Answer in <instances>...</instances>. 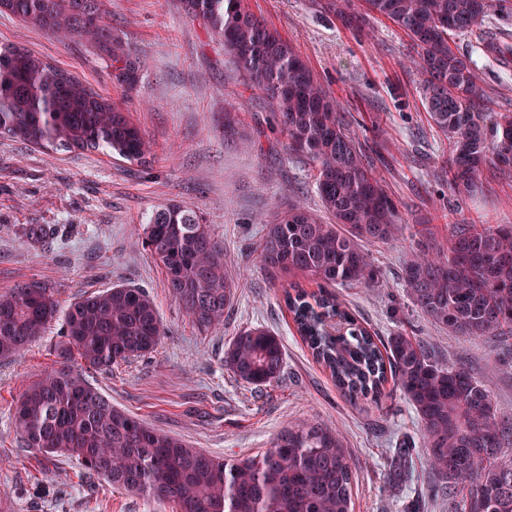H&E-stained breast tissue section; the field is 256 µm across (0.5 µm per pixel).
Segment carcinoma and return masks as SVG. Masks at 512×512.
Segmentation results:
<instances>
[{
    "mask_svg": "<svg viewBox=\"0 0 512 512\" xmlns=\"http://www.w3.org/2000/svg\"><path fill=\"white\" fill-rule=\"evenodd\" d=\"M418 49L423 102L448 138V185L468 192L488 168L512 171V113L488 123L475 112L485 90L454 37L475 38L495 57L512 46L489 39L482 22L491 0H366ZM6 10L35 26L104 38L98 0H6ZM224 45L248 85L273 105L288 151L314 164L322 217L302 206L265 225L260 260L270 270H299L320 291L286 294L300 336L357 402H376L392 375L424 426L428 462L448 483L450 512H512V422L499 416L489 390L462 367L439 362L405 331L381 342L343 310L328 286L373 280L360 242H386L398 230V207L375 175L364 146L347 128L340 104L248 0H186ZM361 31L347 3H327ZM115 78L134 82L139 62L120 43ZM0 134L55 150L101 151L131 163L152 154L145 135L105 98L70 73L20 47L0 48ZM144 243L163 268L167 288L198 329L224 319L235 281L224 271V246L197 210L169 203L153 211ZM413 304L455 336L512 331V224H454L448 249L420 247L404 267ZM50 285L32 280L0 294V358L20 355L58 317ZM165 335L154 300L142 288L115 285L70 303L55 344V365L29 384L15 408L25 447L75 459L90 478L174 505L172 512H351L352 471L340 439L308 425L282 434L262 453L224 460L147 427L112 405L86 375L153 352ZM284 364L279 337L263 327L239 331L224 366L262 387Z\"/></svg>",
    "mask_w": 512,
    "mask_h": 512,
    "instance_id": "cac0c4a2",
    "label": "carcinoma"
}]
</instances>
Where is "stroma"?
Listing matches in <instances>:
<instances>
[{"mask_svg":"<svg viewBox=\"0 0 512 512\" xmlns=\"http://www.w3.org/2000/svg\"><path fill=\"white\" fill-rule=\"evenodd\" d=\"M253 13L290 42L369 150L398 206L394 240L363 242L373 282L336 294L372 334L397 330L427 341L444 364L465 365L512 418V363L500 361L502 334L451 336L411 304L402 280L414 250L446 245L452 225L512 224V172L485 171L472 192L450 188L441 169L448 140L422 104V77L411 40L374 16L365 33L344 27L318 0H249ZM101 24L142 64L134 85L112 78L109 46L63 35L0 11V47H21L79 78L129 115L153 146L137 165L99 152L38 148L0 136V293L31 280L51 284L61 305L116 284L152 296L165 335L151 354L90 373L112 403L146 425L227 460L257 455L287 430L316 424L342 441L352 467V512H448L444 483L427 461L424 426L403 392L387 380L379 402L350 403L312 355L286 307L291 285L315 292L298 271L260 261L266 224L276 211L319 209L315 171L289 154L276 114L248 87L204 21L183 0H99ZM482 79L486 113L512 112V66L456 36ZM239 119L224 132L225 112ZM196 208L224 245L237 283L224 320L200 332L166 286L142 243L157 207ZM261 326L281 340L279 379L255 393L224 365L239 329ZM59 323L20 356L0 359V504L8 512H172L169 503L86 479L75 460L24 448L14 407L26 386L50 369ZM412 442L407 472L395 444Z\"/></svg>","mask_w":512,"mask_h":512,"instance_id":"stroma-1","label":"stroma"}]
</instances>
